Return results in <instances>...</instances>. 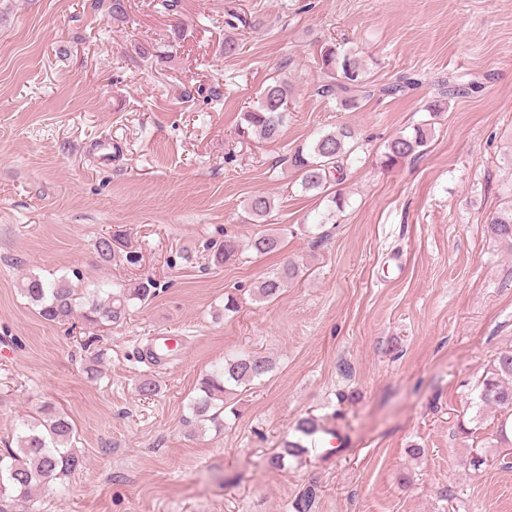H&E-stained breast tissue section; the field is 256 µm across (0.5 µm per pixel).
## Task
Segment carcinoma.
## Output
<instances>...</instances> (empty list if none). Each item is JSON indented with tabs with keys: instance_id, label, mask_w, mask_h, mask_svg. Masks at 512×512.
Listing matches in <instances>:
<instances>
[{
	"instance_id": "carcinoma-1",
	"label": "carcinoma",
	"mask_w": 512,
	"mask_h": 512,
	"mask_svg": "<svg viewBox=\"0 0 512 512\" xmlns=\"http://www.w3.org/2000/svg\"><path fill=\"white\" fill-rule=\"evenodd\" d=\"M94 7L106 8L115 22L126 18L125 0H96ZM319 64L322 80L317 94L336 101V105L346 110L361 107L362 102L377 94L396 95L419 85V79L411 74H402L391 84H373L367 81L357 53L341 50L333 43L321 46ZM290 94L286 80L274 79L263 87L256 104L242 113L240 134L265 141L277 140L288 116ZM429 135L430 128L424 123L415 126L409 134L393 138L386 146L383 166L390 169L406 159L420 158ZM354 137L352 128L340 126L319 134L288 155V165L298 173L302 190L322 194L328 190L329 183L343 179L345 170L355 162ZM273 209L272 198L265 194L252 196L246 205L251 220L258 224L266 223ZM488 234L492 240L512 246V198L491 218ZM283 246L284 233L279 229L256 235L250 244L259 255L277 253ZM124 248L126 243L117 237H102L96 245L98 255L104 260L115 257ZM238 251L239 244L229 237L213 250L212 257L223 264L236 257ZM297 275L298 268L286 263L257 282L253 294L262 301H272ZM20 291L38 315L51 324H65L81 307L82 296L66 275L50 278L30 275L24 279ZM104 293L105 299L92 301L82 313L84 321L92 327L123 321L132 308L153 299L157 287L150 279L133 286L115 282ZM272 369L271 360L257 353L224 354V361L202 378L197 395L187 404L184 422L190 427L189 433H202L209 427L223 429L224 412L237 414V408L228 399L232 390L261 379ZM479 400L487 406L512 409V350L498 353L480 382ZM74 437V426L68 417L49 404L42 406L36 417L19 425L15 447L0 449V512H8L5 506L11 501H32L35 485L40 481L58 491L66 489L71 474L83 465V458L73 445ZM306 452L300 442L288 440L283 451L271 456L268 464L282 469L287 458Z\"/></svg>"
}]
</instances>
